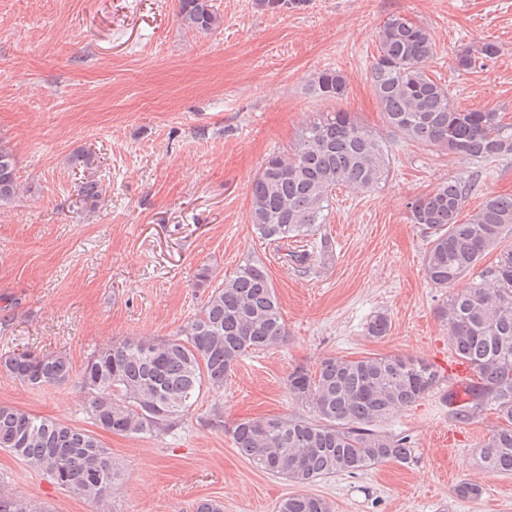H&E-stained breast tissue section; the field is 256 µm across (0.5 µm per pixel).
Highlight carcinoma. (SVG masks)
Wrapping results in <instances>:
<instances>
[{"label": "carcinoma", "mask_w": 512, "mask_h": 512, "mask_svg": "<svg viewBox=\"0 0 512 512\" xmlns=\"http://www.w3.org/2000/svg\"><path fill=\"white\" fill-rule=\"evenodd\" d=\"M307 0H257L265 11L306 6ZM177 18L197 33L223 23L213 0H179ZM484 42L457 58L469 70L498 56ZM432 54L428 29L402 16L378 32V57L367 72L387 124L404 138L485 163L512 156V129L497 113L463 112L447 87L429 77ZM346 77L327 69L313 84L315 95L339 100ZM389 146L347 112H328L307 124L288 153L269 155L250 186L252 223L263 243L281 250L302 243L326 223L332 193L339 186L369 190L388 175ZM476 180L450 179L408 203L409 219L427 241L424 271L436 288L450 289L474 271L492 250L512 237V195H487L468 219L460 220ZM19 193L17 161L0 142V207ZM82 200L96 207L105 190L97 180L78 185ZM207 291L201 308L173 338L124 339L89 359L81 373L85 408L102 430L130 437L158 436L176 427L203 391L220 392L236 362L248 353L276 347L288 337L276 289L265 264L247 258L214 284L210 269L196 275ZM449 350L467 364L473 379L462 392L453 386L443 400L469 421L487 408L502 421L476 448L479 466L492 475H512V249H500L480 281L449 294L442 310ZM384 313L366 323V334H389ZM0 370L31 387L66 382L72 373L64 355L30 351L0 355ZM447 377L425 359L400 355L350 360L322 359L313 372L288 374V393L311 415H268L224 428L234 448L257 470L305 487L319 478L357 474L372 466L412 457L409 435L386 428L397 412L441 389ZM0 448L48 474L60 486L98 503L108 499L121 471L112 452L94 433L38 418L0 404ZM0 512H36L0 493ZM278 512H330L309 493L284 499Z\"/></svg>", "instance_id": "1"}]
</instances>
